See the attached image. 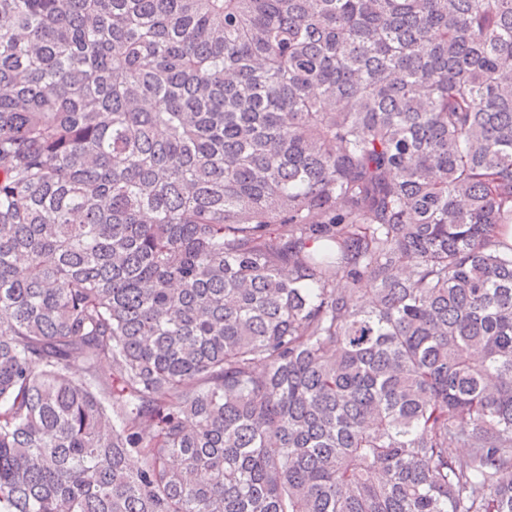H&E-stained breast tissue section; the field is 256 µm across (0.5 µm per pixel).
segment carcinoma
<instances>
[{"label":"carcinoma","mask_w":512,"mask_h":512,"mask_svg":"<svg viewBox=\"0 0 512 512\" xmlns=\"http://www.w3.org/2000/svg\"><path fill=\"white\" fill-rule=\"evenodd\" d=\"M510 224L512 0H0V512H512Z\"/></svg>","instance_id":"1"}]
</instances>
